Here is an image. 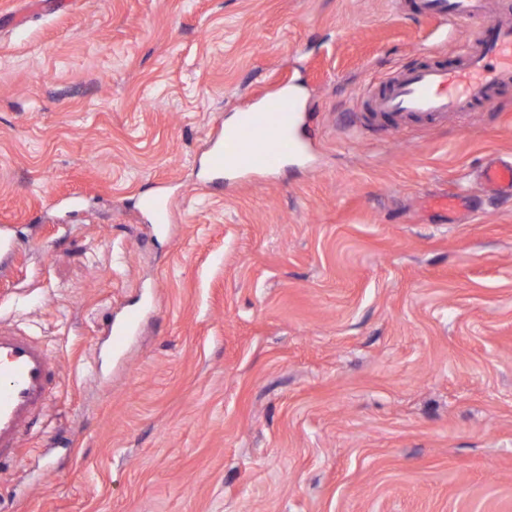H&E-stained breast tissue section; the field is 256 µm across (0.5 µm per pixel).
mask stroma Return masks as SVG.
Returning a JSON list of instances; mask_svg holds the SVG:
<instances>
[{
	"label": "stroma",
	"mask_w": 512,
	"mask_h": 512,
	"mask_svg": "<svg viewBox=\"0 0 512 512\" xmlns=\"http://www.w3.org/2000/svg\"><path fill=\"white\" fill-rule=\"evenodd\" d=\"M470 38L416 0H0V323L57 362L0 512H512V194L477 180L512 85L360 128L371 78ZM285 88L303 154L206 182ZM143 206L154 224L164 226L171 221V205L163 195L145 200ZM139 317L140 309H133L126 312L118 322L110 320L107 330L113 350L121 351L125 348L129 337L136 331Z\"/></svg>",
	"instance_id": "obj_1"
}]
</instances>
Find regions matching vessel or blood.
Segmentation results:
<instances>
[{"mask_svg": "<svg viewBox=\"0 0 512 512\" xmlns=\"http://www.w3.org/2000/svg\"><path fill=\"white\" fill-rule=\"evenodd\" d=\"M417 10L455 28L466 29L476 18H485L476 42L463 51L457 66L435 63L400 69L382 88L364 92L374 117L399 126L402 120L434 123L448 115H471L494 105L493 88L512 84V16L485 17L484 0H417ZM300 114L292 98H265L256 112L242 115L232 141L215 142L207 170L214 178L244 171L276 168L283 159L300 154L304 142L298 133ZM482 189L512 193V161H488L480 174ZM144 209L154 224L171 220V206L164 196L145 200ZM140 312H126L107 330L113 350L120 351L134 335ZM56 363L41 342L0 326V458L19 447L32 420L47 405Z\"/></svg>", "mask_w": 512, "mask_h": 512, "instance_id": "1", "label": "vessel or blood"}]
</instances>
